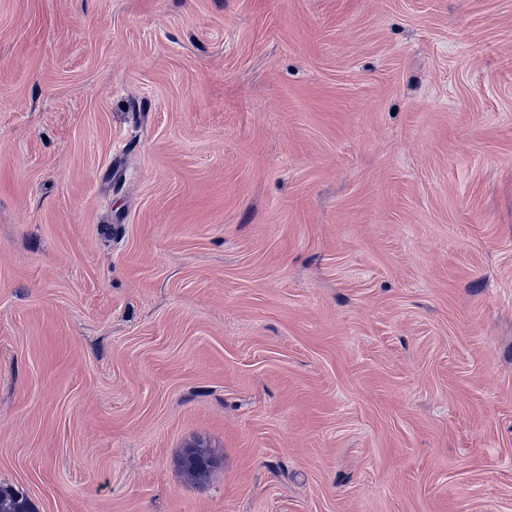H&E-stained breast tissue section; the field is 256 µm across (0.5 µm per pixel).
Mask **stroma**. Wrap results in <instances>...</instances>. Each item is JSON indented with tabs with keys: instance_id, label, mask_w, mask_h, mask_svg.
Masks as SVG:
<instances>
[{
	"instance_id": "obj_1",
	"label": "stroma",
	"mask_w": 512,
	"mask_h": 512,
	"mask_svg": "<svg viewBox=\"0 0 512 512\" xmlns=\"http://www.w3.org/2000/svg\"><path fill=\"white\" fill-rule=\"evenodd\" d=\"M0 482L512 512V0H0Z\"/></svg>"
}]
</instances>
